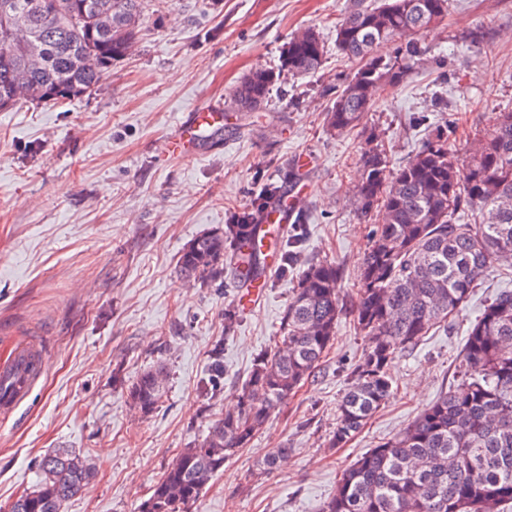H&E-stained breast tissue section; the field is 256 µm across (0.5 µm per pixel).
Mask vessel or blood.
<instances>
[{
  "label": "vessel or blood",
  "mask_w": 512,
  "mask_h": 512,
  "mask_svg": "<svg viewBox=\"0 0 512 512\" xmlns=\"http://www.w3.org/2000/svg\"><path fill=\"white\" fill-rule=\"evenodd\" d=\"M223 104L208 101L198 105L188 118L179 123L163 143L168 158L188 159L201 155L209 139L224 130ZM299 190L276 199L269 206L267 224L288 223L299 206ZM262 275L242 288L238 303L252 308L264 293L268 278L278 266L279 254L267 243H259ZM42 350L38 344L22 340L15 342L8 357L0 361V418H12L27 402L41 375Z\"/></svg>",
  "instance_id": "b4317fda"
}]
</instances>
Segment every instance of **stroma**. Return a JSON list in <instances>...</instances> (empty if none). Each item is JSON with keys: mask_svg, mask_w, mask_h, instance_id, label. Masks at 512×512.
Instances as JSON below:
<instances>
[{"mask_svg": "<svg viewBox=\"0 0 512 512\" xmlns=\"http://www.w3.org/2000/svg\"><path fill=\"white\" fill-rule=\"evenodd\" d=\"M345 0H168L131 54L91 93L60 107L0 111V356L18 338L43 346L30 402L0 422V512L34 490L38 463L56 448L87 457L92 483L65 512H138L180 448L201 439L254 359L278 334L297 271L273 273L265 296L238 309L223 278L185 288L182 249L251 209L267 189L310 187L288 224L302 255L344 267L346 314L313 380L301 384L264 432L224 465L189 512H321L344 470L453 390L467 330L486 301L512 289L497 268L456 313L397 359L394 394L345 446L327 445L337 403L364 349L353 323L357 268L371 224L353 195L361 131L334 135L325 111L360 67L336 52ZM316 27L323 67L282 77L255 112L230 108L251 70H278L299 30ZM227 102L228 123L201 156L170 160L165 136L201 102ZM512 110V0H451L447 18L418 39L409 73L384 85L363 129L376 130L391 168L436 130L466 160L474 134ZM234 310L233 334L224 312ZM224 345V376L209 370ZM163 368L157 409L139 414L129 388ZM288 445L276 468L265 458Z\"/></svg>", "mask_w": 512, "mask_h": 512, "instance_id": "obj_1", "label": "stroma"}]
</instances>
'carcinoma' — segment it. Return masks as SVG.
I'll use <instances>...</instances> for the list:
<instances>
[{"label":"carcinoma","instance_id":"cac0c4a2","mask_svg":"<svg viewBox=\"0 0 512 512\" xmlns=\"http://www.w3.org/2000/svg\"><path fill=\"white\" fill-rule=\"evenodd\" d=\"M27 11L37 59L25 65L0 36V110L25 101L58 105L100 85L135 45L149 17L148 0H14ZM450 0H346L336 22V50L365 64L336 91L327 131L355 130L375 103L379 84L399 83L410 69L415 38L448 16ZM107 13L109 23L95 21ZM407 38L405 53L373 56L382 43ZM326 55L320 33L307 27L283 50L291 78L316 72ZM279 75L256 68L239 82L233 103L260 107ZM356 203L376 213L357 269L356 328L365 339L359 364L338 403L328 439L340 448L392 395L393 362L429 333L448 327L485 272L512 267V110L473 139L458 163L440 131L396 171L377 137L362 154ZM264 203L211 229L182 251L177 272L207 286L229 272L237 282L257 274L253 254L240 253L256 234ZM300 265L297 288L283 312L273 346L253 364L238 405L213 419L198 444L180 449L142 501L139 512H188L224 464L259 434L279 406L313 377L336 339L343 313L342 268L327 259L301 260L283 246L280 271ZM459 391L441 395L395 437L343 473L321 512H512V290L498 291L471 325L459 364ZM163 368L129 388L132 405L152 413L162 397ZM43 479L10 512H63L92 479L87 460L58 448L39 461Z\"/></svg>","mask_w":512,"mask_h":512}]
</instances>
